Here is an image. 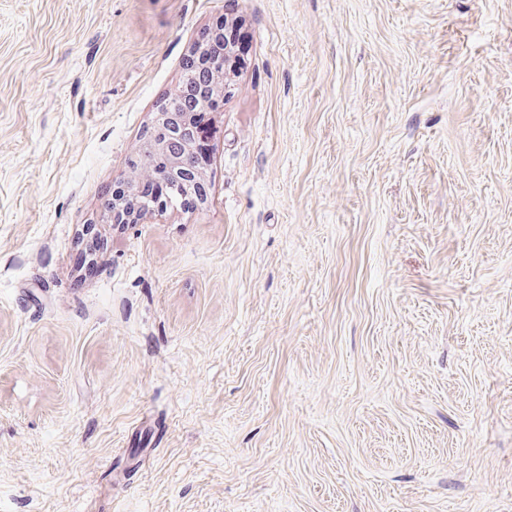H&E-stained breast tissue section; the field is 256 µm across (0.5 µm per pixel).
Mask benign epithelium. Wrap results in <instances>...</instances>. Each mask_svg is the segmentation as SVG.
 <instances>
[{
    "instance_id": "7a95c632",
    "label": "benign epithelium",
    "mask_w": 512,
    "mask_h": 512,
    "mask_svg": "<svg viewBox=\"0 0 512 512\" xmlns=\"http://www.w3.org/2000/svg\"><path fill=\"white\" fill-rule=\"evenodd\" d=\"M196 115L183 112H155L142 143L139 162L141 175L148 181H162L168 193L160 198H141L137 182L120 180L116 189L122 200L104 210L109 224H129L136 219L176 206L205 200L201 173L190 163L193 154Z\"/></svg>"
}]
</instances>
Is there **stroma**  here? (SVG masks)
Wrapping results in <instances>:
<instances>
[{"instance_id": "obj_1", "label": "stroma", "mask_w": 512, "mask_h": 512, "mask_svg": "<svg viewBox=\"0 0 512 512\" xmlns=\"http://www.w3.org/2000/svg\"><path fill=\"white\" fill-rule=\"evenodd\" d=\"M0 512H512V0H0ZM210 74L207 69L198 67L184 70L182 81L185 90L173 97L168 96L153 113L151 126L148 129V141L141 145L140 153L133 163L141 161L137 168L141 169L142 178L146 181H162L168 187V193L160 198H143L136 181L119 180L117 189L122 200L113 203L110 209H104L106 223L131 224L155 212H163L168 208L203 203L205 200L201 173L190 163L194 153L200 161L207 163L211 139V123L203 114L192 112L196 107V90L207 86ZM142 153L149 158L145 161ZM186 188H189L187 191Z\"/></svg>"}]
</instances>
